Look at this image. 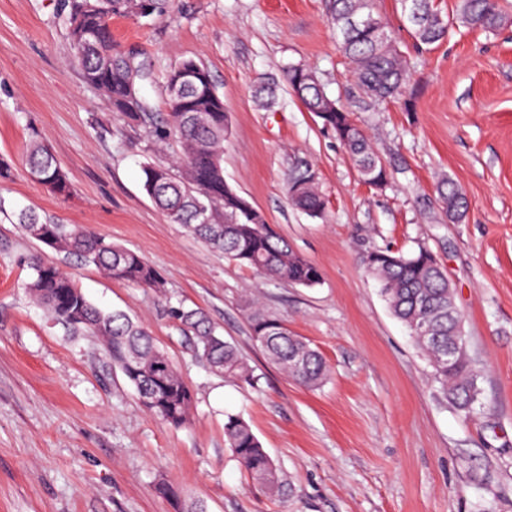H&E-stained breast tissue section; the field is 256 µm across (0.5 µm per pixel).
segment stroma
Segmentation results:
<instances>
[{
	"instance_id": "1",
	"label": "stroma",
	"mask_w": 512,
	"mask_h": 512,
	"mask_svg": "<svg viewBox=\"0 0 512 512\" xmlns=\"http://www.w3.org/2000/svg\"><path fill=\"white\" fill-rule=\"evenodd\" d=\"M326 0H169L163 16L116 15L112 43L154 65L156 76L201 60L224 96L233 131L224 178L291 248L316 265L319 285L273 282L170 223L142 188L141 167L169 165L176 144L148 150L72 63L61 0H0V512H512V23L453 35L419 52L397 0H376L412 67L417 94L354 113L390 184L370 188L321 119L284 81L314 67L327 94L345 99ZM279 83L275 111L252 98ZM69 174L68 198L25 165L31 138ZM318 169L326 206L292 209L291 154ZM448 174L468 211L450 223L435 194ZM31 207L82 224L141 253L163 293L69 260L87 298L135 314L194 393L191 421L171 428L146 411L89 336H71L27 296L30 256L53 259L23 234L14 210ZM426 245L455 287L466 349L482 377V404L459 413L390 312L362 257ZM325 356L316 390L287 378L254 346L253 302ZM199 307L248 360L257 385L210 373L190 355L166 311ZM241 416L275 460L283 490L252 488L224 443Z\"/></svg>"
}]
</instances>
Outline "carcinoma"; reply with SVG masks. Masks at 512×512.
I'll list each match as a JSON object with an SVG mask.
<instances>
[{
    "label": "carcinoma",
    "mask_w": 512,
    "mask_h": 512,
    "mask_svg": "<svg viewBox=\"0 0 512 512\" xmlns=\"http://www.w3.org/2000/svg\"><path fill=\"white\" fill-rule=\"evenodd\" d=\"M63 2L70 6L67 21L72 59L83 81L103 94L112 111L140 127L150 145L178 144L170 166L146 163L142 167L143 188L166 218L185 226L225 258L268 280L308 288L319 284L318 268L294 252L288 241L270 228L264 215L225 182L224 142L230 138L232 126L209 69L199 61L184 59L166 70L162 90L169 112L159 121L146 97V83L152 81L150 65L137 56L127 60L111 53L112 15H161L167 0H149V9L142 13L140 0ZM411 2L412 12L401 16L418 47L429 48L447 40L455 27L492 32L509 20L502 0H458L451 17L441 14L435 0ZM327 12L353 74L347 104L326 94L317 71L310 66L289 68L286 82L307 111L334 131L363 182L383 189L389 173L350 112H370L399 99L410 83V68L375 0H327ZM359 16L372 23H353ZM255 98L261 108L273 110L277 104L275 83L261 84ZM26 157L32 177L57 195H69L68 173L41 141H29ZM287 187L293 208L313 219L322 217L325 197L312 163L294 158ZM435 193L449 218L457 223L465 219L467 201L453 179L441 175ZM13 216L28 237L65 259L76 256L116 280L159 293L165 288L158 271L143 256L87 226L60 224L31 209H21ZM29 264L33 277L26 288L47 315L76 336L98 337L105 355L121 369L144 409L174 428L188 425L193 391L148 330L124 311L105 312L96 307L71 274L57 264L38 256L30 257ZM365 266L380 283L392 314L408 328L431 367L432 381L459 411L470 415L480 396V372L467 358L459 331L462 315L453 306L454 291L433 253L425 246L409 254L375 248L365 256ZM167 315L194 358L210 371L248 384L256 382L247 360L224 340L203 309L171 307ZM247 318L257 347L287 377L308 389L320 387L328 378L330 367L323 354L289 331L283 320L258 304ZM423 322L434 326L433 338L422 339L419 326ZM224 435L252 486L269 495L280 493L278 468L250 426L240 416L229 414Z\"/></svg>",
    "instance_id": "1"
}]
</instances>
